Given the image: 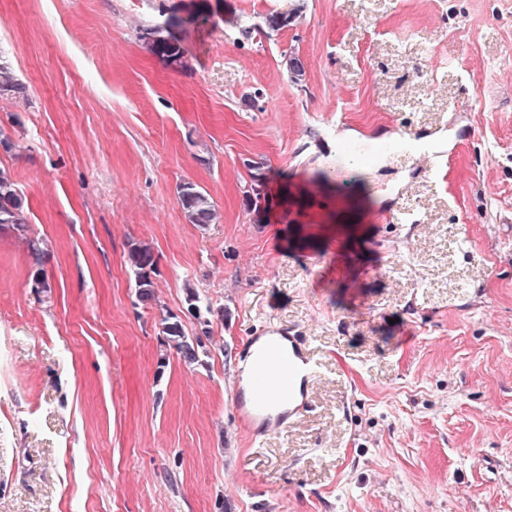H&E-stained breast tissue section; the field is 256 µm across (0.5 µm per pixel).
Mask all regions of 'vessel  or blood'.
<instances>
[{
    "instance_id": "obj_1",
    "label": "vessel or blood",
    "mask_w": 512,
    "mask_h": 512,
    "mask_svg": "<svg viewBox=\"0 0 512 512\" xmlns=\"http://www.w3.org/2000/svg\"><path fill=\"white\" fill-rule=\"evenodd\" d=\"M251 348V386L237 388L234 409L244 426L272 434L304 408L317 365L295 333L274 323L253 337Z\"/></svg>"
}]
</instances>
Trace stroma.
Wrapping results in <instances>:
<instances>
[{"mask_svg":"<svg viewBox=\"0 0 512 512\" xmlns=\"http://www.w3.org/2000/svg\"><path fill=\"white\" fill-rule=\"evenodd\" d=\"M298 1L269 36L224 25ZM175 4L200 20L171 65L142 34ZM0 62L28 88L0 97L28 217L0 230V512H512V0H0ZM343 139L371 160L352 193L311 177L346 170ZM252 161L285 173L261 224ZM188 181L219 223H187ZM168 311L209 330L196 363ZM270 319L318 369L257 443L232 385ZM127 264L134 276L137 296L142 302H152L155 299L154 281L157 260L151 243L146 241L132 242L128 254ZM163 334L168 346L176 350L183 360L192 364L198 360V349L203 347L200 336H186L183 324L177 314L169 312L163 319Z\"/></svg>","mask_w":512,"mask_h":512,"instance_id":"stroma-1","label":"stroma"}]
</instances>
